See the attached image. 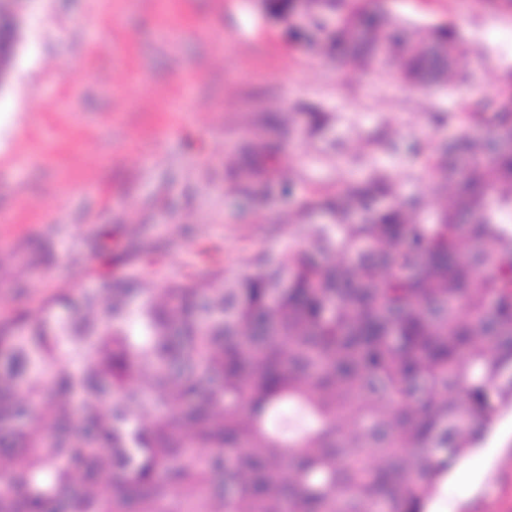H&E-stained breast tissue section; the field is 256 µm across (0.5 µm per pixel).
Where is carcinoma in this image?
Listing matches in <instances>:
<instances>
[{"label":"carcinoma","instance_id":"obj_1","mask_svg":"<svg viewBox=\"0 0 512 512\" xmlns=\"http://www.w3.org/2000/svg\"><path fill=\"white\" fill-rule=\"evenodd\" d=\"M261 6L416 92L464 69L454 29L373 0ZM460 93L487 133L439 143L423 175L453 199L424 217L373 167L233 276L104 270L0 319V512H422L512 407V68ZM299 110L293 136L336 122ZM282 149L245 142L238 176L275 178Z\"/></svg>","mask_w":512,"mask_h":512}]
</instances>
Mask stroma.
<instances>
[{
	"label": "stroma",
	"mask_w": 512,
	"mask_h": 512,
	"mask_svg": "<svg viewBox=\"0 0 512 512\" xmlns=\"http://www.w3.org/2000/svg\"><path fill=\"white\" fill-rule=\"evenodd\" d=\"M24 27L0 86V317L113 277L232 275L290 244L309 199L360 170L390 169L400 196L437 204L427 154L467 130L458 91L409 92L336 68L288 41L258 0H0ZM396 17L457 29L472 84L512 67V6L386 0ZM308 102L338 120L325 140L288 135ZM288 140L292 199L233 168L255 135ZM393 150H381L379 139ZM344 145L326 154L327 141ZM437 493L447 512H512V411Z\"/></svg>",
	"instance_id": "1"
}]
</instances>
